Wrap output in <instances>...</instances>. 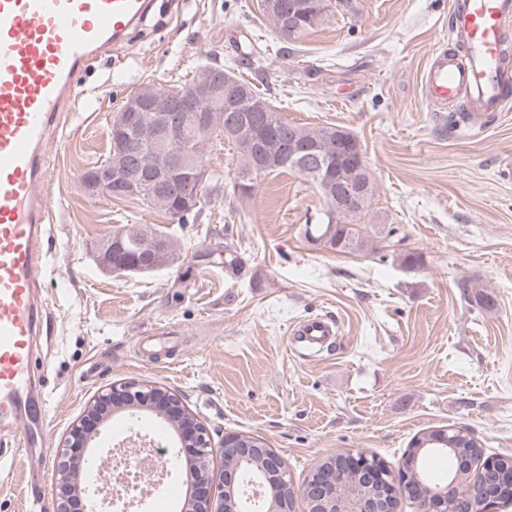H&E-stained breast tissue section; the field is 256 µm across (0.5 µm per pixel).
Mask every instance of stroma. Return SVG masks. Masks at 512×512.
Here are the masks:
<instances>
[{
    "label": "stroma",
    "instance_id": "obj_1",
    "mask_svg": "<svg viewBox=\"0 0 512 512\" xmlns=\"http://www.w3.org/2000/svg\"><path fill=\"white\" fill-rule=\"evenodd\" d=\"M259 0H157L113 59L80 82L73 120L48 154L56 241L41 297L37 356L51 407L44 484L0 420V512L53 510L57 453L95 394L123 382L178 393L214 439L262 438L301 486L325 457L375 456L399 473L414 435L470 429L488 457L512 458V99L481 129L450 126L456 102L425 100L431 53L453 48L452 0H357L283 43ZM213 58L265 92L289 121L352 132L377 184L365 230L375 251L307 240L324 202L292 171L236 198L237 153L215 137L198 217L181 224L138 200L88 197L83 173L110 150V122L142 85H187ZM125 224L178 245L150 272L103 271L98 247ZM242 262L228 272L225 254ZM421 263L407 267L405 255ZM468 280L494 298L466 300ZM337 321L336 342L299 357L290 324Z\"/></svg>",
    "mask_w": 512,
    "mask_h": 512
}]
</instances>
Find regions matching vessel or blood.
Segmentation results:
<instances>
[{
	"instance_id": "obj_1",
	"label": "vessel or blood",
	"mask_w": 512,
	"mask_h": 512,
	"mask_svg": "<svg viewBox=\"0 0 512 512\" xmlns=\"http://www.w3.org/2000/svg\"><path fill=\"white\" fill-rule=\"evenodd\" d=\"M151 8L152 0H0V418L21 420L22 448L49 437V402L31 395L51 215L47 145L76 109L82 74L121 49ZM453 19L468 53L437 52L422 75L424 97L435 106L465 97L479 123L512 94L503 59L512 0H454ZM335 334L334 322L309 319L293 326L291 344L313 352Z\"/></svg>"
}]
</instances>
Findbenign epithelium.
<instances>
[{"label": "benign epithelium", "mask_w": 512, "mask_h": 512, "mask_svg": "<svg viewBox=\"0 0 512 512\" xmlns=\"http://www.w3.org/2000/svg\"><path fill=\"white\" fill-rule=\"evenodd\" d=\"M322 0H262L263 7L280 10L286 21V33L298 29V21L309 16ZM238 92L224 83V72L218 70L210 83L190 87L175 95V107L170 112L157 114L149 111V101L141 94L132 95L110 123V138L125 141L124 166L112 170V161L85 173L84 188L92 196L104 195L113 199L142 200L151 191L176 194L179 213H189L198 206V189L207 172L192 164L194 156L202 153L211 143L207 129V109L222 107L226 112L225 136L240 134V127L258 124L265 107L258 103L250 112L238 107ZM150 118L156 126L154 149L166 156L168 164L159 169L145 170L137 159L138 145L132 137L133 128ZM288 153L295 165L304 173L313 175L322 171V161L312 150L302 144L288 141ZM357 177L339 191L341 202L353 206L367 190L363 177V154H358ZM114 408L151 409L170 422L180 440L197 450V460L190 470L196 493L187 501L185 512H243L236 497L235 475L246 470L254 473L253 481L259 496L266 487L277 494L268 512H293L295 490L288 480L285 463L276 451L262 439L232 433L214 442L208 428L183 403L181 397L167 389L149 384L123 383L102 389L88 405L81 420L74 424L63 442L55 475L56 512H71L69 500L75 496L82 501L83 512H94L82 481L83 461L67 457L70 448L91 447L94 439L86 422L101 415L102 410ZM472 435L457 432V428L434 429L428 443L454 447L459 439ZM220 448L225 458L224 471L219 482H214L211 472L215 448ZM417 456H412L403 467L398 479L382 464L351 453L338 454L324 460L303 485L307 512H395L398 500L418 499L425 502V512H491L503 503L500 496L499 460L485 462L486 476L477 485H470L463 492L456 483L446 487H424L414 484ZM349 480L338 489L341 471Z\"/></svg>", "instance_id": "benign-epithelium-1"}]
</instances>
